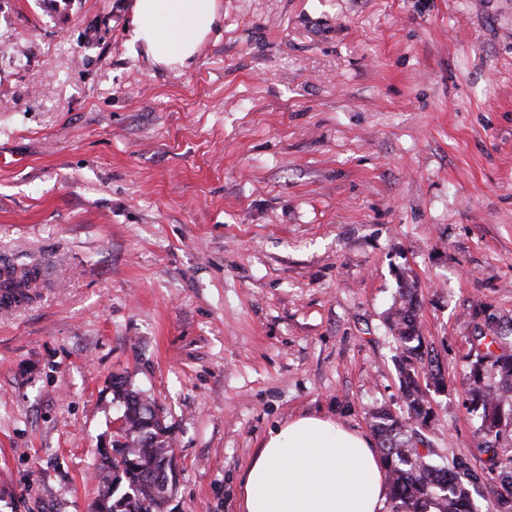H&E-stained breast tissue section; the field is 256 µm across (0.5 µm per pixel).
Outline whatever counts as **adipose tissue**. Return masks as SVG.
I'll return each mask as SVG.
<instances>
[{"label":"adipose tissue","mask_w":512,"mask_h":512,"mask_svg":"<svg viewBox=\"0 0 512 512\" xmlns=\"http://www.w3.org/2000/svg\"><path fill=\"white\" fill-rule=\"evenodd\" d=\"M219 18L218 0H135L133 39L157 63L182 67ZM387 492L369 440L317 416L269 431L238 488L242 512H382Z\"/></svg>","instance_id":"ef3b65f1"}]
</instances>
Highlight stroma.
<instances>
[{
  "label": "stroma",
  "instance_id": "stroma-1",
  "mask_svg": "<svg viewBox=\"0 0 512 512\" xmlns=\"http://www.w3.org/2000/svg\"><path fill=\"white\" fill-rule=\"evenodd\" d=\"M133 0H0V512H93L122 378L172 427L178 512H238L269 430L398 409L400 282L468 454L475 308L512 317V0H219L186 66ZM21 275L9 264H2L0 275V312L7 313L14 309L18 297L16 284Z\"/></svg>",
  "mask_w": 512,
  "mask_h": 512
}]
</instances>
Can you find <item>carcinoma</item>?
Returning <instances> with one entry per match:
<instances>
[{"label":"carcinoma","instance_id":"obj_1","mask_svg":"<svg viewBox=\"0 0 512 512\" xmlns=\"http://www.w3.org/2000/svg\"><path fill=\"white\" fill-rule=\"evenodd\" d=\"M420 308L415 283H400L388 322L402 405L398 412L384 406L367 411L387 467L392 512H472V495L489 475L499 484L496 512H512V319L480 307L468 338L470 408L479 414L484 433L475 449L487 462L478 470L463 456L437 464L422 433L431 417L428 393L441 391L444 378L440 368H425ZM490 374L495 381H487ZM112 388L123 401L124 423L111 450L101 454L96 512H162L172 490L162 466L171 451L170 427L154 415L155 402L128 388L125 380L116 379Z\"/></svg>","mask_w":512,"mask_h":512}]
</instances>
